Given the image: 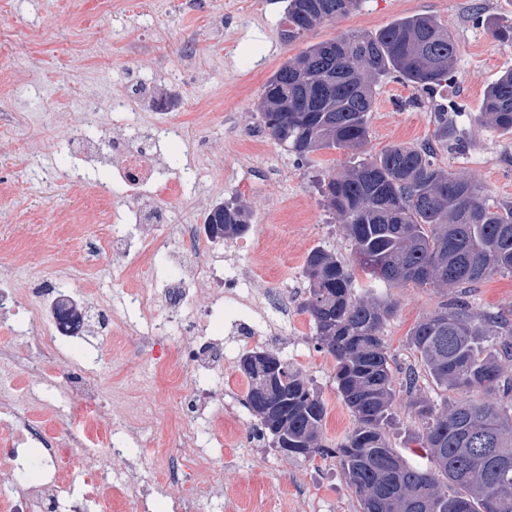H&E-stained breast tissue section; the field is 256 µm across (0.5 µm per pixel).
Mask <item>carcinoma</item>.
I'll return each instance as SVG.
<instances>
[{"label":"carcinoma","instance_id":"cac0c4a2","mask_svg":"<svg viewBox=\"0 0 512 512\" xmlns=\"http://www.w3.org/2000/svg\"><path fill=\"white\" fill-rule=\"evenodd\" d=\"M360 6L361 0H288L282 40L295 42ZM457 54L445 26L410 16L374 34L311 45L263 87L260 119L284 150L299 158L352 152L351 165L320 187L352 245V262L389 288L451 290L450 299L413 327L409 343L438 388L464 397L434 402L416 389L413 368L402 382L420 421L414 442L424 451V465L408 461L386 435L396 389L383 329L395 306L370 291L356 295L346 262L325 248L312 249L304 262L302 308L314 322L316 342L334 360L336 390L354 427L326 441V404L282 358L280 393L287 404L274 426L260 410L267 399L261 392L266 361L256 360L246 373V405L260 421L258 431L272 435L280 428L288 447L336 459L360 512H512V314H479L467 299V289L512 274V204L490 201L472 181L435 161L448 147L443 107L435 112L433 139L422 146L364 151L378 83L394 76L432 93L453 79ZM480 121L512 132V67L485 92ZM207 223L240 237L250 227L249 207L229 199L209 211ZM465 448H487L489 456L478 462Z\"/></svg>","mask_w":512,"mask_h":512}]
</instances>
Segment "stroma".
Masks as SVG:
<instances>
[{"instance_id":"obj_1","label":"stroma","mask_w":512,"mask_h":512,"mask_svg":"<svg viewBox=\"0 0 512 512\" xmlns=\"http://www.w3.org/2000/svg\"><path fill=\"white\" fill-rule=\"evenodd\" d=\"M286 7L287 0H0V278H11L30 307L38 304L39 289L58 278L89 293L103 289L118 326L109 333L92 323L49 371V389L30 396L5 378L0 398L14 399L20 412L65 436L91 411L72 399L64 378L81 359H97L105 397L91 413L103 429L126 419L128 455L138 459L146 489L141 496L101 481V501L110 512H171L163 467L176 452V399L189 395L193 377L180 359L186 340L164 296H157L155 308L169 324L167 333L151 344L132 335L141 316L121 298L135 278L107 246L114 230L108 212L128 201L117 187L104 200L89 196L81 170L66 158L65 140L126 139L159 123L176 126L180 134L163 145L159 160L178 156L179 172L199 174L193 188L171 202L180 223H194L217 196L247 200L250 231L225 240L218 259L280 294L295 325L248 337L245 349L272 351L301 372L327 405L323 434L332 441L354 420L336 391L334 360L318 349L314 323L302 309V266L318 246L351 258L350 242L319 191L329 171L342 170L351 154L326 150L300 160L277 145L259 115L269 77L313 44L373 33L406 16L437 18L458 43L454 80L432 97L411 84L381 83L367 151L421 145L434 133L436 108L445 107L456 147L439 151L440 165L469 178L491 201L512 202V133L479 121L486 90L512 66V48L493 36L496 24L512 20V0H363L358 11L290 44L281 39ZM187 42L195 46L188 71L182 68ZM162 66L184 88L179 111H158L130 96L137 79L151 85L155 100H165L168 86L154 81ZM80 91L97 98L96 111L81 108ZM116 98L126 99L124 111H111ZM386 294L396 311L383 337L405 369L416 363L412 328L448 293L407 285ZM470 301L479 312L512 310V274L472 289ZM216 390L209 433L193 461L213 497L212 512H359L335 459L287 456L270 438H249L257 421L245 403L248 380L238 361H225Z\"/></svg>"}]
</instances>
